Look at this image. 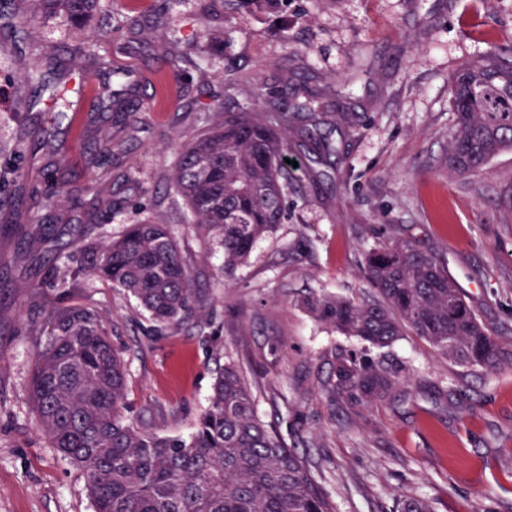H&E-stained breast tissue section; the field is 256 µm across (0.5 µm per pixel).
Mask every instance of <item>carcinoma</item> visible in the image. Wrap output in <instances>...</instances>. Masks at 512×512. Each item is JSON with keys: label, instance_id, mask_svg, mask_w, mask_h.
Returning a JSON list of instances; mask_svg holds the SVG:
<instances>
[{"label": "carcinoma", "instance_id": "obj_1", "mask_svg": "<svg viewBox=\"0 0 512 512\" xmlns=\"http://www.w3.org/2000/svg\"><path fill=\"white\" fill-rule=\"evenodd\" d=\"M38 14H63L77 27L92 20L99 0H34ZM279 0H208L250 12ZM454 133L448 169L480 171L512 149V47L489 44L480 59L452 78ZM306 103L290 98L274 114L224 107V120L185 145L170 177L192 224L218 239L224 277L281 222L283 191L293 179L285 164L291 145L283 126ZM84 271L133 296L160 327L202 319L203 299L166 224H131L117 241L87 250ZM376 297L363 301L325 294L305 299L310 312L347 337L389 346L411 332L467 367H494L512 358L479 321L448 277L444 261L409 243L381 244L364 255ZM28 393L51 447L84 474L94 512H335L308 461L257 416L241 368L224 363L210 405L188 438L158 436L125 415L126 365L101 314L79 303L50 309L36 327ZM404 368L385 359L336 354V398L363 404L387 393ZM399 512H432L406 496Z\"/></svg>", "mask_w": 512, "mask_h": 512}]
</instances>
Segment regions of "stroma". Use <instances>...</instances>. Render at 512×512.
Segmentation results:
<instances>
[{
  "mask_svg": "<svg viewBox=\"0 0 512 512\" xmlns=\"http://www.w3.org/2000/svg\"><path fill=\"white\" fill-rule=\"evenodd\" d=\"M101 5L134 29L81 32L15 0L14 23L35 34L17 45L0 34V171L21 172L32 197L24 235L0 224V512H94L28 396L34 329L65 299L98 310L123 350L127 415L141 428L192 433L231 359L255 386L258 417L311 460L336 512H393L405 496L434 512H512V363L469 369L410 333L370 351L404 364L400 383L368 405L337 403L324 389L335 356L362 344L301 303L312 289L369 297L364 249L409 242L445 259L491 336L512 347V150L473 174L448 170L450 77L489 43L512 44V0H288L245 18L202 0ZM212 33L205 64L184 60ZM74 43L79 58L49 75L77 97L61 118L51 92L33 95L27 64ZM159 52L178 66L162 68ZM111 71L142 99L133 120L108 123L93 109ZM294 88L309 92L337 152L302 154L282 224L225 277L221 248L188 223L168 177L181 147L220 120L225 96L264 110ZM103 132L122 150L98 165L87 144ZM50 173L80 208L48 203ZM140 220L170 226L206 329H157L122 289L72 278L86 244Z\"/></svg>",
  "mask_w": 512,
  "mask_h": 512,
  "instance_id": "stroma-1",
  "label": "stroma"
}]
</instances>
